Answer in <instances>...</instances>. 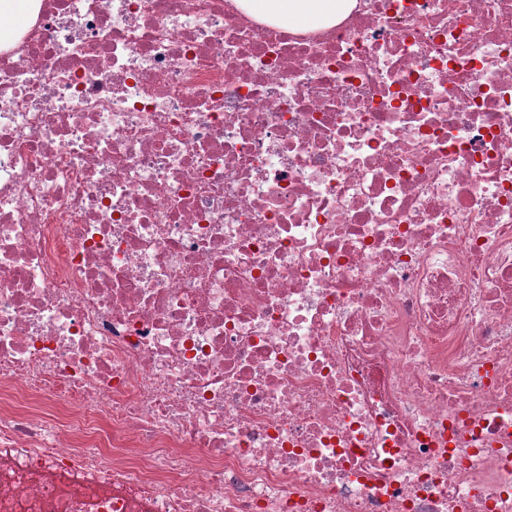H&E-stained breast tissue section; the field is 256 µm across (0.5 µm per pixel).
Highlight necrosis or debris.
Returning <instances> with one entry per match:
<instances>
[{
	"instance_id": "obj_1",
	"label": "necrosis or debris",
	"mask_w": 512,
	"mask_h": 512,
	"mask_svg": "<svg viewBox=\"0 0 512 512\" xmlns=\"http://www.w3.org/2000/svg\"><path fill=\"white\" fill-rule=\"evenodd\" d=\"M36 3L0 512H512V0ZM253 15L281 19L289 26H332L355 6V0H243Z\"/></svg>"
}]
</instances>
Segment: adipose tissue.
<instances>
[{
    "label": "adipose tissue",
    "mask_w": 512,
    "mask_h": 512,
    "mask_svg": "<svg viewBox=\"0 0 512 512\" xmlns=\"http://www.w3.org/2000/svg\"><path fill=\"white\" fill-rule=\"evenodd\" d=\"M244 8L266 19L291 26H332L355 6V0H243Z\"/></svg>",
    "instance_id": "1"
}]
</instances>
